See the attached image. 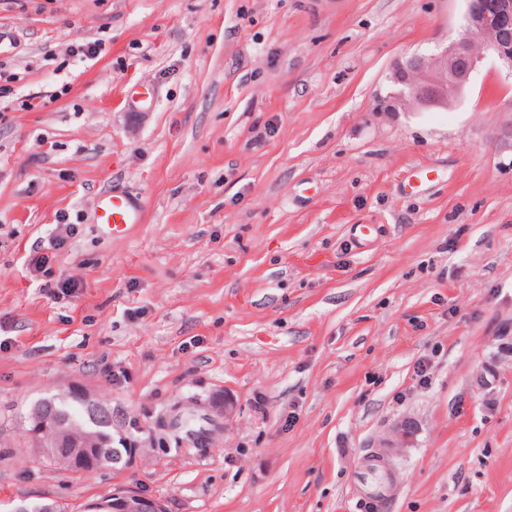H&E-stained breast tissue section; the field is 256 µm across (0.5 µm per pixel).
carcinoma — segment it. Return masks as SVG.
<instances>
[{
  "mask_svg": "<svg viewBox=\"0 0 512 512\" xmlns=\"http://www.w3.org/2000/svg\"><path fill=\"white\" fill-rule=\"evenodd\" d=\"M25 422L29 447L63 470L85 472L89 463L96 469L122 461L121 449L112 447V408L96 398L87 403L66 392L39 398Z\"/></svg>",
  "mask_w": 512,
  "mask_h": 512,
  "instance_id": "cac0c4a2",
  "label": "carcinoma"
}]
</instances>
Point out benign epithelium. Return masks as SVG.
Segmentation results:
<instances>
[{
    "mask_svg": "<svg viewBox=\"0 0 512 512\" xmlns=\"http://www.w3.org/2000/svg\"><path fill=\"white\" fill-rule=\"evenodd\" d=\"M466 23L448 44L428 56L412 57L397 63L393 72L400 92L389 97L391 112L446 108L456 103L469 86L487 56L496 57L512 78V0H466ZM410 422L397 424L383 443L392 454L404 451ZM115 512H143L146 501L136 492L121 497Z\"/></svg>",
    "mask_w": 512,
    "mask_h": 512,
    "instance_id": "1",
    "label": "benign epithelium"
}]
</instances>
